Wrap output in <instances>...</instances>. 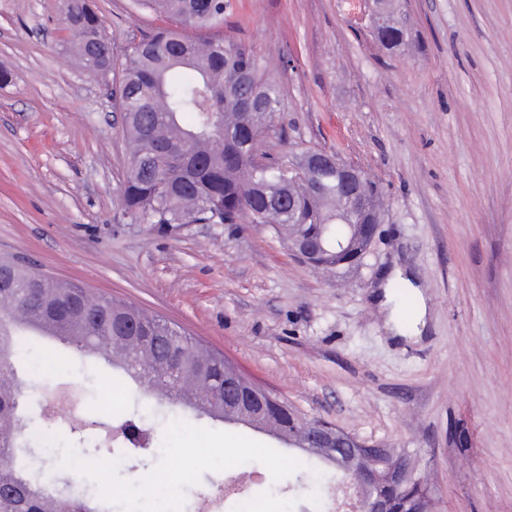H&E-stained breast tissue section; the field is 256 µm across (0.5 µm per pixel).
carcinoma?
<instances>
[{"label": "carcinoma", "instance_id": "cac0c4a2", "mask_svg": "<svg viewBox=\"0 0 512 512\" xmlns=\"http://www.w3.org/2000/svg\"><path fill=\"white\" fill-rule=\"evenodd\" d=\"M168 24L143 34L117 52L104 21L89 0H66L64 12L80 66L100 82L122 114L128 166L121 187L123 216L150 230L172 232L185 224H269L293 240L321 234L336 239L340 220L379 223L381 201L364 181L370 209L361 213L344 190L341 172L318 165L307 148L291 159L260 151L281 112L277 79L262 67L252 45L223 36L229 0H133ZM372 30L385 50L406 45L409 27L396 0H382ZM0 331L9 349L7 373H0V512H98L93 500L62 496L56 476L26 463L32 438L16 437L25 408L17 402L19 373L36 375L27 351L67 365L74 353L101 357L146 386L154 385L209 417L247 406L256 392L242 376L226 373L230 363L183 329L121 300L95 296L75 282L45 278L30 264L0 258ZM181 374L176 388L165 373ZM286 412L268 423L278 439L308 434L312 423L276 398ZM326 474L303 462L299 487L316 502ZM375 494L392 512H418L431 497L419 483L397 487L380 480Z\"/></svg>", "mask_w": 512, "mask_h": 512}]
</instances>
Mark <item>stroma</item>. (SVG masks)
<instances>
[{
	"instance_id": "stroma-1",
	"label": "stroma",
	"mask_w": 512,
	"mask_h": 512,
	"mask_svg": "<svg viewBox=\"0 0 512 512\" xmlns=\"http://www.w3.org/2000/svg\"><path fill=\"white\" fill-rule=\"evenodd\" d=\"M114 48L158 26L130 0H94ZM226 36L253 45L284 88L262 151L337 152L386 203L361 265L336 277L259 224L128 223L120 198L122 119L67 50L63 0H0V256H27L179 325L302 413L404 450L434 512H512V0H406L409 42L389 54L356 28L348 0H230ZM407 265L428 309L394 341L383 272ZM81 394L80 415L112 422V368L97 358L29 381ZM123 410L159 449L128 456L67 437L46 459L73 491L156 481L157 495L108 512H200L249 463L264 512H315L295 486L305 455L265 433L191 413L123 383ZM90 459L77 470L71 457Z\"/></svg>"
}]
</instances>
